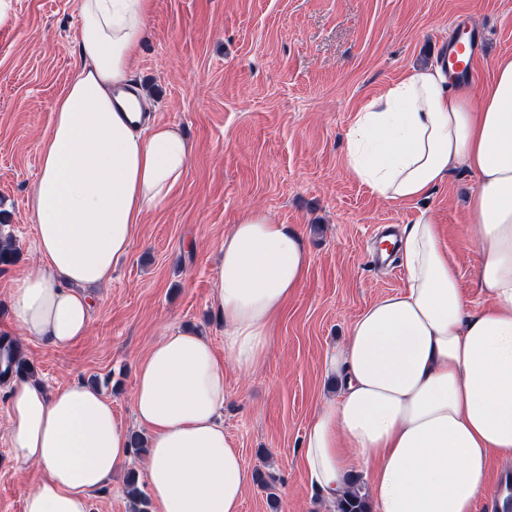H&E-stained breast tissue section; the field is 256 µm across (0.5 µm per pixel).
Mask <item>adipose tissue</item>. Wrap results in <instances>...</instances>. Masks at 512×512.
I'll use <instances>...</instances> for the list:
<instances>
[{
  "label": "adipose tissue",
  "mask_w": 512,
  "mask_h": 512,
  "mask_svg": "<svg viewBox=\"0 0 512 512\" xmlns=\"http://www.w3.org/2000/svg\"><path fill=\"white\" fill-rule=\"evenodd\" d=\"M151 9L152 0H80V66L53 105L29 199L40 262L11 298L25 339L63 350L86 334L88 288L111 282L144 215L169 201L189 165L176 125L140 129L139 101L114 103ZM347 137L351 173L386 200L425 198L457 166L475 175L468 235L489 302L467 301L429 212L404 225L408 286L372 303L347 345L323 356L322 375L340 386L306 429L303 470L331 504L359 457L372 468V512H474L491 455L512 460V57L479 91L442 64L409 69L357 112ZM308 264L298 232L247 209L215 271L223 353L181 329L138 363L134 413L160 512H241L251 475L224 430V363L260 367ZM7 395L12 456L42 473L24 512H91L92 496L130 462L131 431L111 400L86 383L50 391L20 378Z\"/></svg>",
  "instance_id": "obj_1"
}]
</instances>
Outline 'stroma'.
<instances>
[{"instance_id":"1","label":"stroma","mask_w":512,"mask_h":512,"mask_svg":"<svg viewBox=\"0 0 512 512\" xmlns=\"http://www.w3.org/2000/svg\"><path fill=\"white\" fill-rule=\"evenodd\" d=\"M79 3L10 0L11 18L0 23V234L20 253L0 265V336L18 335L11 288L37 261L28 201L40 137L80 64ZM457 22L485 37L474 84L486 86L496 60L512 56V0H153L132 80L152 117L178 126L192 157L170 202L144 217L111 283L94 290L85 336L65 350L24 341L41 383L104 380L113 410L136 428L135 372L153 343L189 327L223 352L216 265L241 213L262 208L302 235L309 265L262 366L249 375L224 366V429L251 473L275 477L269 491L249 485L241 512H334L311 492L300 454L330 391L323 355L346 343L368 306L407 285L406 275L370 261L378 226L431 213L466 297L486 301L481 253L468 240L471 172L456 168L428 197L399 204L347 165L356 113L411 67L438 62ZM6 428L0 386V512H23L39 471L15 465ZM131 469L143 472V457L131 458ZM128 470L113 474L91 512H133Z\"/></svg>"}]
</instances>
